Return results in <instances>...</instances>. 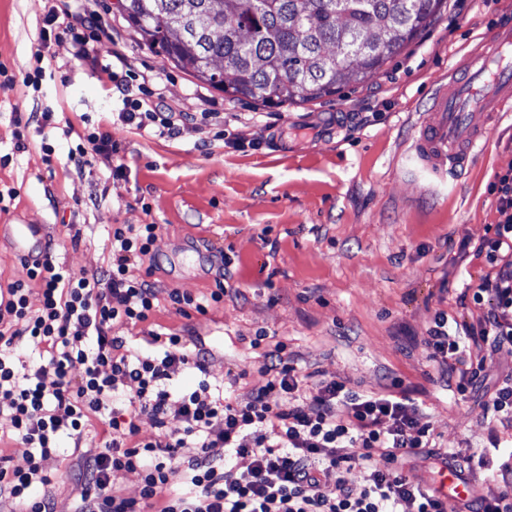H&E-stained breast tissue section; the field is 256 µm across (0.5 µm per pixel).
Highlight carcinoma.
I'll list each match as a JSON object with an SVG mask.
<instances>
[{
	"instance_id": "1",
	"label": "carcinoma",
	"mask_w": 512,
	"mask_h": 512,
	"mask_svg": "<svg viewBox=\"0 0 512 512\" xmlns=\"http://www.w3.org/2000/svg\"><path fill=\"white\" fill-rule=\"evenodd\" d=\"M444 0H123L146 45L233 100L315 102L378 71Z\"/></svg>"
}]
</instances>
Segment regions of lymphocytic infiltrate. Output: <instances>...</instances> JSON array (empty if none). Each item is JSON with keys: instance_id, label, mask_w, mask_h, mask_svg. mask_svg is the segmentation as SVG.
I'll use <instances>...</instances> for the list:
<instances>
[{"instance_id": "lymphocytic-infiltrate-1", "label": "lymphocytic infiltrate", "mask_w": 512, "mask_h": 512, "mask_svg": "<svg viewBox=\"0 0 512 512\" xmlns=\"http://www.w3.org/2000/svg\"><path fill=\"white\" fill-rule=\"evenodd\" d=\"M111 57L101 72L125 106L119 120L179 138L193 116L133 98L114 72L120 52ZM493 187L498 221L476 249L489 267L471 288L476 312L452 321L436 311L422 341L430 366L461 388L483 379L487 353L512 350V167ZM157 230L113 227L102 274H75L49 255L24 264L0 293V425L27 449L22 468L0 456V512H54L49 462L63 439L81 444L94 420L109 437L82 456L74 512H512V375L483 406L487 443L465 455L435 448L427 413L400 383L364 394L341 377L312 382L280 343L264 355L265 384L244 400L205 379L193 391H174L181 371L206 372L205 343L153 331L145 353L110 333L117 321H149L156 308L158 291L136 261L150 252ZM34 282L42 294L36 309L29 304ZM19 338L40 354L25 369L16 364ZM76 363L83 368L77 381L69 375ZM145 413L161 439L140 438ZM431 458L468 484L467 498L435 495L417 466ZM121 470L139 473L140 499L112 486V472Z\"/></svg>"}]
</instances>
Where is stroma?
Instances as JSON below:
<instances>
[{"label":"stroma","instance_id":"obj_1","mask_svg":"<svg viewBox=\"0 0 512 512\" xmlns=\"http://www.w3.org/2000/svg\"><path fill=\"white\" fill-rule=\"evenodd\" d=\"M55 2L0 0V225H44L56 262L77 274L107 267L113 225H158L138 262L152 273L158 307L146 323H114L112 335L140 349L151 330L204 341L203 375L226 383L233 399L264 385L263 354L281 341L305 374L341 376L365 393L402 381L429 414L437 447L485 443L482 404L512 374V354L489 356L483 385L461 393L431 373L421 341L435 311L464 315L463 279L487 270L459 245L478 246L498 219L491 184L512 166V116L444 182L408 149L436 80L512 14V0H447L420 39L364 82L283 107L225 98L184 73L143 45L117 0L71 4L72 16L98 19L90 57L76 58L64 35L36 60ZM110 48L124 58L120 80L158 88L196 123L168 139L115 122L123 104L100 73ZM39 65L43 76L26 83ZM46 109L52 124L29 127L16 151L17 119ZM95 127L116 149L75 168L68 153ZM119 165L125 176L116 179ZM220 285L223 301L203 315L184 317L168 298L174 289L200 298ZM203 375L186 370L172 385L190 390Z\"/></svg>","mask_w":512,"mask_h":512}]
</instances>
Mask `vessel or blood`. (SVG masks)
<instances>
[{"label": "vessel or blood", "mask_w": 512, "mask_h": 512, "mask_svg": "<svg viewBox=\"0 0 512 512\" xmlns=\"http://www.w3.org/2000/svg\"><path fill=\"white\" fill-rule=\"evenodd\" d=\"M512 108V19L500 22L437 80L433 102L411 146L414 161L437 179H447L490 143V125ZM22 257L46 248L37 224L12 227Z\"/></svg>", "instance_id": "obj_1"}]
</instances>
